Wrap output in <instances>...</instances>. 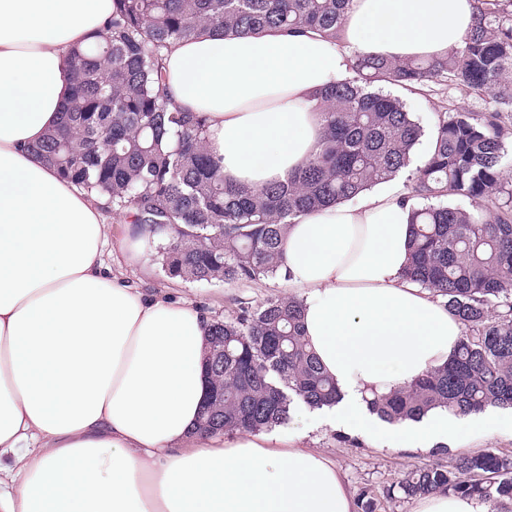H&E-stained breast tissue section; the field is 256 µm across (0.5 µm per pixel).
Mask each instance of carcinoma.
<instances>
[{
    "mask_svg": "<svg viewBox=\"0 0 512 512\" xmlns=\"http://www.w3.org/2000/svg\"><path fill=\"white\" fill-rule=\"evenodd\" d=\"M349 2L112 0L108 35L71 49L73 96L35 152L79 189L107 195L113 214L132 218L169 276L227 287L279 277L284 237L297 217L409 171L405 276L444 300L462 336L447 363L376 396L370 407L390 423L433 408L454 415L512 408V184L502 175L512 0H478L475 26L443 57H357L352 77L321 93L318 150L284 182L255 189L226 182L206 150V116L171 110L163 98L162 51L202 27L333 36ZM445 79L492 94L500 107L438 113L425 159L414 166L423 130L383 86ZM449 194L468 205L444 203ZM210 338L224 342V355L205 368L211 390L200 420L215 432L272 430L300 403L318 408L339 398L307 350L292 296L238 302L213 320ZM430 493L512 506V454L484 450L449 466L411 468L388 485L362 487L357 512H387L392 502Z\"/></svg>",
    "mask_w": 512,
    "mask_h": 512,
    "instance_id": "cac0c4a2",
    "label": "carcinoma"
}]
</instances>
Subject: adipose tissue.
Instances as JSON below:
<instances>
[{
	"mask_svg": "<svg viewBox=\"0 0 512 512\" xmlns=\"http://www.w3.org/2000/svg\"><path fill=\"white\" fill-rule=\"evenodd\" d=\"M476 0H351L336 38L215 34L164 51L170 108L205 113L233 184L285 180L316 151L317 106L355 56L434 58L460 47ZM112 0H0V512H356L321 452L277 431H198L211 319L113 274L107 197L33 148L71 96L67 56L99 38ZM410 207L379 184L288 228L281 280L340 399L313 419L396 448L512 435V409L380 421L368 402L445 364L461 333L406 280Z\"/></svg>",
	"mask_w": 512,
	"mask_h": 512,
	"instance_id": "1",
	"label": "adipose tissue"
}]
</instances>
